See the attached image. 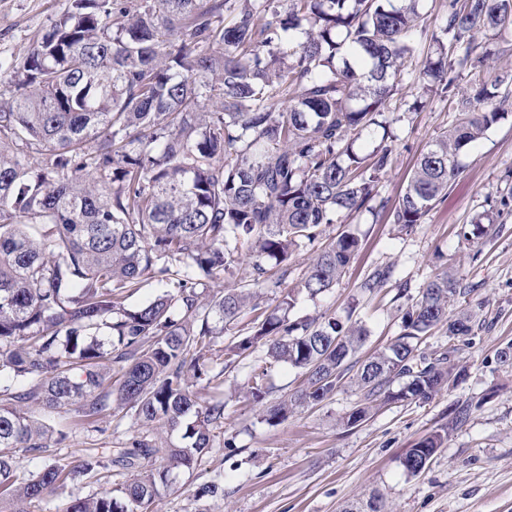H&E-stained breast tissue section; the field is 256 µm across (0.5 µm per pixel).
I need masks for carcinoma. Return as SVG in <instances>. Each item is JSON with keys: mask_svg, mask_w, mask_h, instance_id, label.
<instances>
[{"mask_svg": "<svg viewBox=\"0 0 512 512\" xmlns=\"http://www.w3.org/2000/svg\"><path fill=\"white\" fill-rule=\"evenodd\" d=\"M288 9L282 10V2ZM67 11L20 64L0 60V499L33 512L57 488L112 462L89 449L69 470L46 465L19 477L13 450L39 455L51 429L25 408H66L90 421L112 397L142 426L182 430L183 443L133 442L118 459L156 457L120 489L70 499L61 512H148L160 484L193 467L212 447L224 401H201L212 383L215 339L253 313L252 333L224 352L230 366L258 347L273 363L302 370L296 397L264 411L271 424L293 406L323 401L350 381L364 402L346 425L364 421L378 399L428 400L453 376L450 352L428 359L416 342L448 325L468 336L473 315H449L461 289L448 275L429 281L387 348L355 358L367 330L330 317H289L297 295L330 291L359 248L344 232L314 259L275 311L227 288L203 302L200 288L224 278L246 250L256 284L265 261H288L314 243L338 213L369 208L391 150L369 155L354 142L380 127L405 63L428 44L425 93L459 113L419 159L395 205L408 230L461 173L459 157L504 118L501 81L459 92V70L487 54L476 35L512 27V0H448L446 21L428 33L419 0H69ZM375 269L365 292L392 277ZM155 282L153 300L126 306L129 292ZM107 337L103 342L101 337ZM119 367L117 387L101 371ZM400 388L393 389L395 382ZM268 371L253 373L262 402ZM448 439L443 428L403 457L420 474Z\"/></svg>", "mask_w": 512, "mask_h": 512, "instance_id": "obj_1", "label": "carcinoma"}]
</instances>
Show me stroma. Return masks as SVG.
<instances>
[{
	"mask_svg": "<svg viewBox=\"0 0 512 512\" xmlns=\"http://www.w3.org/2000/svg\"><path fill=\"white\" fill-rule=\"evenodd\" d=\"M68 5V0H0V57L21 60ZM420 69V58L408 60L403 86L384 114L385 131L363 134L356 143L365 153L383 142L392 149L371 210L354 219L338 216L322 227L326 242L354 233L359 251L330 292L300 295L293 314L363 325L368 339L359 355L364 358L399 336L409 297L418 296L436 274L448 273L464 290L453 312L477 307L479 319L468 336L433 330L417 352L428 357L451 350L459 378L425 402L377 403L367 420L352 427L344 419L361 404L363 393L348 383L272 426L262 418L263 405L296 393L303 375L288 365L272 367L270 392L264 404L255 403L249 378L265 358L264 350L256 349L224 372V423L212 448L173 484L160 487L149 512H340L348 502L373 497L383 512H512V360L500 357L512 346V101L504 105V118L463 152L462 172L447 195L421 224L400 230L390 223L388 208L404 191L420 154L457 118L436 98L415 107L424 84ZM315 253L309 244L293 253L283 288L306 275ZM388 265L394 269L390 281L371 293L360 290L367 274ZM253 278L252 261L244 256L225 272L223 285L254 288ZM283 288H254L256 303L273 311ZM30 412L64 439L37 456L16 451L14 464L25 478L46 464L73 467L89 448L120 452L150 433L116 407L85 424L64 409L34 406ZM443 428L449 431L444 447L421 474L409 475L402 465L406 451ZM136 475V469L108 465L57 489L40 510L61 512L71 496L113 492ZM211 482L223 487V496L197 498V489Z\"/></svg>",
	"mask_w": 512,
	"mask_h": 512,
	"instance_id": "obj_1",
	"label": "stroma"
}]
</instances>
